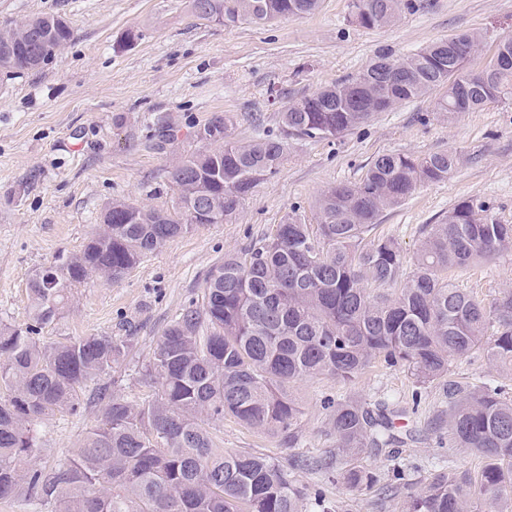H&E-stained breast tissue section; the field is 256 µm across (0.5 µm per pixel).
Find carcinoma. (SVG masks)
Wrapping results in <instances>:
<instances>
[{"instance_id":"cac0c4a2","label":"carcinoma","mask_w":512,"mask_h":512,"mask_svg":"<svg viewBox=\"0 0 512 512\" xmlns=\"http://www.w3.org/2000/svg\"><path fill=\"white\" fill-rule=\"evenodd\" d=\"M320 0H191L194 17L224 26L316 11ZM416 8L413 0H351L350 21L373 29ZM72 37L67 20L38 14L0 25V74L41 70ZM483 40L464 32L413 53L383 50L356 75L280 112L276 133L229 138L233 120L203 125L201 150L171 172L170 209L113 201L83 249L38 270L28 284L33 324L0 323V500L23 499L31 512H327L324 493L296 479L301 469L336 473L402 512H512V397L503 386L460 381L453 363L475 353L512 380V292L487 301L457 287L448 272L492 264L512 253V224L473 198L456 204L406 265L398 240L377 235L381 213L423 184L448 179L456 151L384 154L355 184L324 190L318 224L293 217L242 253L227 252L209 273L202 303L170 324L142 379L155 396H107L78 453L46 465L36 428L56 411H74L78 392L122 363L133 337L86 336L66 343L39 330L66 309L71 291L95 278L109 284L168 241L193 229L187 206L228 218L288 157L291 140L330 139L411 99L441 92L437 111L453 118L512 98V65L483 77L468 69ZM376 359L416 383H437L446 408L433 430L485 461L477 476L451 467L398 490L358 462L367 448L401 443L382 403L330 405L332 448L285 461L215 446L207 425L229 417L292 447L302 414L290 385L317 377L348 383Z\"/></svg>"}]
</instances>
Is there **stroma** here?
Segmentation results:
<instances>
[{"instance_id":"35a3bbf8","label":"stroma","mask_w":512,"mask_h":512,"mask_svg":"<svg viewBox=\"0 0 512 512\" xmlns=\"http://www.w3.org/2000/svg\"><path fill=\"white\" fill-rule=\"evenodd\" d=\"M349 12V0H321L310 15L224 27L194 18L190 0H0V23L57 13L73 30L68 46L42 70L0 77V322L29 325L31 276L80 251L112 201L172 207L170 172L198 150L193 132L214 115L233 116L230 134L245 142L257 129L278 131L284 106L357 74L380 49L409 53L477 31L484 49L468 66L479 71L512 38V0H416L414 11L370 30L350 24ZM131 31L138 34L132 42ZM435 101L430 95L403 103L337 138L292 143L277 173L224 223L201 224L170 240L114 283L76 288L70 310L44 326L41 337L130 336L134 347L81 393L77 411L53 413L39 425L45 460L77 453L105 406L94 397L97 388L133 401L151 396L142 364L182 309L201 304L205 281L225 253L271 237L291 213L317 224L319 194L358 182L376 156L448 149L461 155L447 180L419 187L380 215L378 234L397 238L405 256L418 248L424 225L439 223L468 198L512 224V99L451 119L437 112ZM455 282L492 299L512 289V254L456 274ZM291 391L303 411L297 444L228 418L209 427L216 446L277 458L321 455L331 446L325 404L347 397L407 408L397 427L421 430L400 458L370 448L362 454V464L385 481H418L437 459L472 473L482 465L427 429L444 406L442 393L434 383L416 386L403 370L375 363L355 382L318 378ZM296 477L322 488L335 512H400L399 500L377 508L372 493L318 472Z\"/></svg>"}]
</instances>
